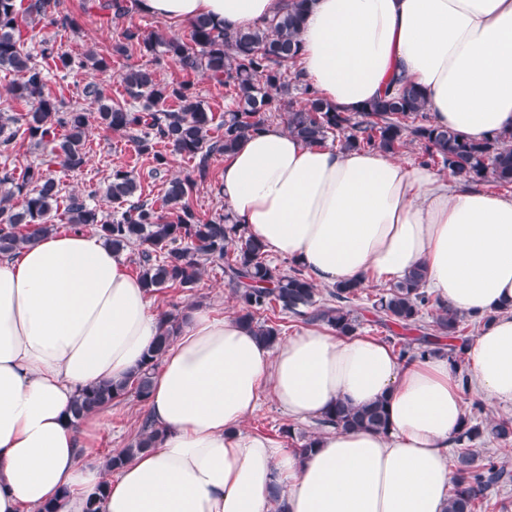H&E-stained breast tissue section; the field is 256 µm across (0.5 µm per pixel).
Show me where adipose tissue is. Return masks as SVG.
<instances>
[{"label":"adipose tissue","mask_w":512,"mask_h":512,"mask_svg":"<svg viewBox=\"0 0 512 512\" xmlns=\"http://www.w3.org/2000/svg\"><path fill=\"white\" fill-rule=\"evenodd\" d=\"M283 0H138L170 23L230 30ZM303 79L343 112L412 83L431 121L480 141L512 129V0H312ZM234 223L316 284L399 279L423 268L443 305L493 320L469 344L471 378L512 404V198L395 156L310 145L269 124L224 155ZM161 313L122 254L94 233L52 232L0 258V512H445L446 449L467 417L444 357L405 361L382 342L318 323L264 343L235 316L192 311L164 354L147 411L155 447L119 474L86 465L100 413L70 415L82 389L140 367ZM271 390L296 418L381 400L387 433L332 430L312 452L244 430Z\"/></svg>","instance_id":"ef3b65f1"}]
</instances>
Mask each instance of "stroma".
Listing matches in <instances>:
<instances>
[{
    "instance_id": "stroma-1",
    "label": "stroma",
    "mask_w": 512,
    "mask_h": 512,
    "mask_svg": "<svg viewBox=\"0 0 512 512\" xmlns=\"http://www.w3.org/2000/svg\"><path fill=\"white\" fill-rule=\"evenodd\" d=\"M99 2L100 0H60L61 10L76 21L74 27L66 30L40 24L33 26L27 22L22 25L28 50L37 48L36 42L30 39L31 34L35 33L55 38L62 50L71 56L74 67L68 78L62 81L53 76L49 79L50 87L58 96L67 101L74 100L76 87L95 81L108 90L113 101H127L129 95L122 76L128 68L137 66L154 69L158 79L164 83L183 80V73L168 58L143 55L136 51L119 55L114 53L113 47L121 41L125 28L131 26L145 33L159 31L185 40L189 37L188 25L168 24L137 10L116 19L111 12L102 10ZM90 49L110 57L111 67L107 72L96 73L80 68L79 63L84 53ZM87 143L90 151L84 168L59 175L64 193L89 197L101 205L103 210H110L111 205L104 201L101 187L112 166L119 164L134 170L141 181L143 194L154 199L161 197V179L149 177L148 162L139 155L136 144L126 135L94 127L89 131ZM155 304L161 310L175 313L189 306L206 308L219 315L235 310L234 293L224 278L223 269L212 265L208 266L195 288L189 291L179 288L165 290L164 293L156 295ZM144 415V404L133 397L106 410L96 446L86 455V462H98L106 454L128 447L133 442ZM288 425L293 428L292 435H282V427ZM246 428L249 432L282 440L288 448L302 447L309 437L321 433L316 420H291L278 402L268 394L264 395L260 407L252 414Z\"/></svg>"
}]
</instances>
